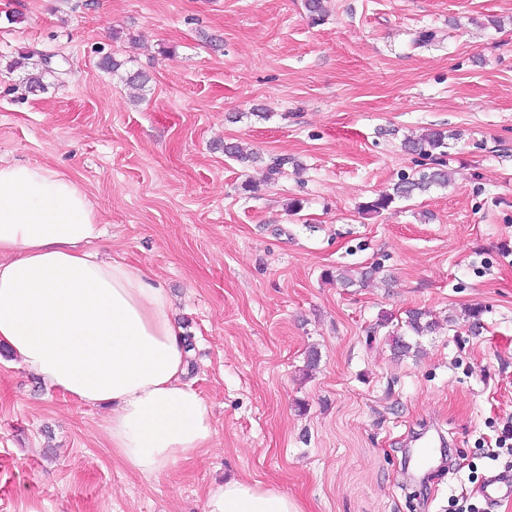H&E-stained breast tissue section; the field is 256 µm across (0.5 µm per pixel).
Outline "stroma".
Segmentation results:
<instances>
[{
	"instance_id": "stroma-1",
	"label": "stroma",
	"mask_w": 512,
	"mask_h": 512,
	"mask_svg": "<svg viewBox=\"0 0 512 512\" xmlns=\"http://www.w3.org/2000/svg\"><path fill=\"white\" fill-rule=\"evenodd\" d=\"M326 8L314 23L304 0H0V161L71 178L102 247L165 283L214 427L145 477L104 409L2 357L0 512H204L229 477L305 512H512L481 494L512 473L511 454L488 457L512 422V0ZM28 53L53 57L45 89L15 65ZM426 129L452 135L448 187L365 212L419 171L402 142ZM370 266L364 284L330 278ZM417 308L440 327L396 358L388 333ZM433 429L445 443L419 463Z\"/></svg>"
}]
</instances>
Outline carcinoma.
Listing matches in <instances>:
<instances>
[{
  "label": "carcinoma",
  "mask_w": 512,
  "mask_h": 512,
  "mask_svg": "<svg viewBox=\"0 0 512 512\" xmlns=\"http://www.w3.org/2000/svg\"><path fill=\"white\" fill-rule=\"evenodd\" d=\"M55 73L52 62L43 59L41 71L28 74L27 83L34 89L45 88V75ZM448 135L440 130L432 131L419 139H408L404 142V148L410 152L426 157L432 161L428 170L419 172L418 176H401L394 184L392 191L383 192L363 206L368 213H379L394 202L397 198H409L418 192H425L433 186L445 187L448 185V173L444 170L443 157L447 154ZM439 324L430 319L427 312L414 309L407 312L405 320V332L392 336L391 348L395 355L402 357L419 352L418 343L408 340V335L427 336L434 333Z\"/></svg>",
  "instance_id": "1"
}]
</instances>
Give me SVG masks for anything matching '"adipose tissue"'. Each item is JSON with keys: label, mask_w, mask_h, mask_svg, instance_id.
I'll return each mask as SVG.
<instances>
[{"label": "adipose tissue", "mask_w": 512, "mask_h": 512, "mask_svg": "<svg viewBox=\"0 0 512 512\" xmlns=\"http://www.w3.org/2000/svg\"><path fill=\"white\" fill-rule=\"evenodd\" d=\"M98 213L45 166L0 163V346L44 385L107 408L125 465L155 476L209 447L213 419L184 380L185 344L158 278L101 254ZM204 512H304L260 480L212 483Z\"/></svg>", "instance_id": "ef3b65f1"}]
</instances>
